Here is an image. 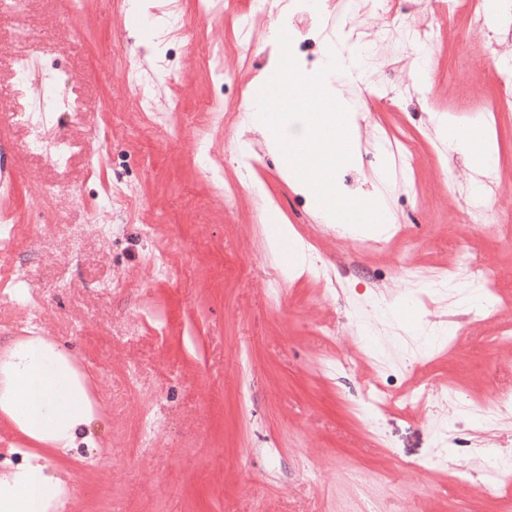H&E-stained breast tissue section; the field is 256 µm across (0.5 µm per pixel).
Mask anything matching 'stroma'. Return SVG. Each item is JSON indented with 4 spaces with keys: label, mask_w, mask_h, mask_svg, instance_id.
Returning <instances> with one entry per match:
<instances>
[{
    "label": "stroma",
    "mask_w": 512,
    "mask_h": 512,
    "mask_svg": "<svg viewBox=\"0 0 512 512\" xmlns=\"http://www.w3.org/2000/svg\"><path fill=\"white\" fill-rule=\"evenodd\" d=\"M279 2L285 21H257L263 49L248 63L232 42L250 0H213L203 16L194 0H27L21 16L0 15V169L10 174L0 228H31L0 282V362L43 337L69 354L93 407L67 450L0 411V475L14 471L17 449L40 456L74 490L63 512H361L367 499L380 512H512V494L482 476L488 454L512 456V414L496 409L512 387V345L499 340L512 321V233L467 224L478 162L444 151L432 120L491 143L487 205L493 221L512 216V120L497 121L496 84L475 67L512 48L503 34L512 0L483 25L437 9L424 83L418 47L385 38L387 12L354 0L307 11ZM175 9L186 22L164 42L137 21ZM20 26L27 39L16 38ZM274 28L311 40L314 66L332 43L364 63L359 158L336 176L342 196L373 192L385 163L378 134L412 145L414 166L389 195L388 234L325 223L249 124L231 122L230 109L247 108L278 68ZM204 43L223 47L227 81L203 67ZM20 58L56 76L53 123L73 146L66 163L34 152L31 128L14 120L39 90L16 84ZM131 64L155 80L154 111L132 104ZM461 98L480 122L455 113ZM228 183L240 187L230 201ZM282 224L291 232L280 239ZM301 247L310 262L298 268L290 260ZM464 249L497 265L494 299L460 304L473 284ZM451 266L455 288L436 287ZM375 303L398 307V321L372 318ZM411 322L431 343L413 365L379 363L376 336ZM378 376L399 393L411 377L452 386L468 410L453 424L438 402L394 404L366 422L359 402Z\"/></svg>",
    "instance_id": "1"
}]
</instances>
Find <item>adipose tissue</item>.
Returning <instances> with one entry per match:
<instances>
[{
	"label": "adipose tissue",
	"mask_w": 512,
	"mask_h": 512,
	"mask_svg": "<svg viewBox=\"0 0 512 512\" xmlns=\"http://www.w3.org/2000/svg\"><path fill=\"white\" fill-rule=\"evenodd\" d=\"M436 130L453 149L475 156L487 172H495L492 147L472 131L449 128L442 118ZM0 410L29 437L63 449L70 447L77 428L92 416L83 386L68 375L65 356L42 351L37 342L15 352L7 390L0 395ZM61 485V479L49 477L44 464L37 461L0 476V512H45L50 492Z\"/></svg>",
	"instance_id": "adipose-tissue-1"
}]
</instances>
